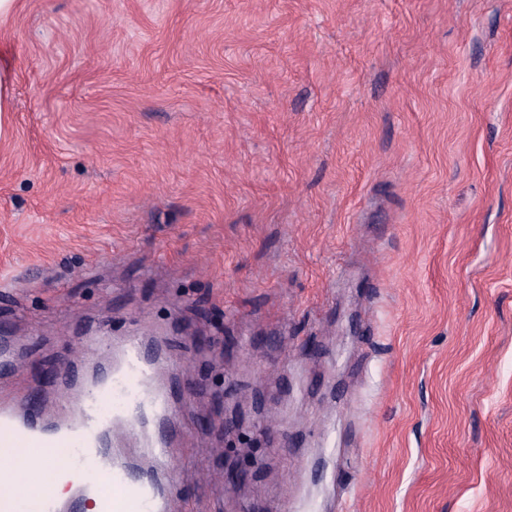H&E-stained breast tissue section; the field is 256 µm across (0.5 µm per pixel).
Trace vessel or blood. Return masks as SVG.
Masks as SVG:
<instances>
[{"mask_svg": "<svg viewBox=\"0 0 512 512\" xmlns=\"http://www.w3.org/2000/svg\"><path fill=\"white\" fill-rule=\"evenodd\" d=\"M163 350L147 352L141 342L124 345L118 361L88 381L71 416L61 422L45 420L32 404H0V463L18 448H64L68 454L53 460L59 470L81 471L84 480L66 501L24 482L13 500L0 502V512H21L37 498L38 512H77L85 496L100 501L102 512H165L169 486L154 479L133 478L132 468L113 461L114 447L132 442L142 413L154 418L155 438L150 453L166 460L177 438L166 393L151 382Z\"/></svg>", "mask_w": 512, "mask_h": 512, "instance_id": "1", "label": "vessel or blood"}]
</instances>
